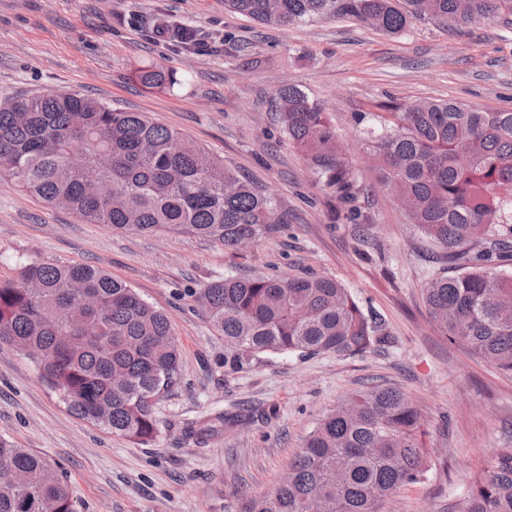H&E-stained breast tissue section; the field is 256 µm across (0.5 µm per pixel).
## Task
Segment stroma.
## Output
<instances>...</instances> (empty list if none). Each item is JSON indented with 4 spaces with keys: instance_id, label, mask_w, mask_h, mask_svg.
I'll return each instance as SVG.
<instances>
[{
    "instance_id": "obj_1",
    "label": "stroma",
    "mask_w": 512,
    "mask_h": 512,
    "mask_svg": "<svg viewBox=\"0 0 512 512\" xmlns=\"http://www.w3.org/2000/svg\"><path fill=\"white\" fill-rule=\"evenodd\" d=\"M189 26L184 49L158 25ZM172 71L147 89L136 68ZM298 85L327 112L346 156L373 188L345 220L277 118L275 80ZM52 91L144 112L245 171L287 208L281 232L224 250L175 232L133 235L82 223L0 176V279L32 261L86 263L135 288L168 317L181 360L156 404L147 445L78 419L16 345L0 342V435L41 456L66 481L77 512H232L282 480L319 422L368 384L402 391L430 450L420 483L379 512H463L473 480L512 452V373L450 342L423 292L438 270L431 246L377 185L367 128L391 127L418 100L512 109V15L468 26L414 22L388 34L336 18L288 27L233 13L224 0H0V105ZM329 276L382 321L388 340L364 353L262 354L224 369V338L198 304L236 274ZM242 406L250 423L207 441L200 423Z\"/></svg>"
}]
</instances>
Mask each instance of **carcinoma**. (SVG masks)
Segmentation results:
<instances>
[{
  "mask_svg": "<svg viewBox=\"0 0 512 512\" xmlns=\"http://www.w3.org/2000/svg\"><path fill=\"white\" fill-rule=\"evenodd\" d=\"M224 0L229 10L288 27L349 16L390 34L414 20L472 24L512 14V0ZM149 89L172 77L135 71ZM288 139L333 200L363 191L326 113L303 90L275 89ZM379 183L406 201L410 223L452 276L431 279L425 302L449 340L512 372V111L420 100L397 123L366 130ZM0 175L85 224L128 234L179 231L237 250L288 223L266 187L224 165L197 142L144 112L116 111L56 91L0 107ZM224 336V368L238 372L265 353L354 355L385 340L377 319L325 276H228L199 296ZM0 341L28 348L42 383L79 418L147 445L158 432L155 403L176 379L180 350L167 316L96 266L30 262L0 281ZM216 420L232 429L245 411ZM421 415L399 390L350 394L309 435L288 479L237 512H379V504L427 473ZM0 512H76L68 485L45 461L0 436ZM464 512H512V454L478 476Z\"/></svg>",
  "mask_w": 512,
  "mask_h": 512,
  "instance_id": "carcinoma-1",
  "label": "carcinoma"
}]
</instances>
